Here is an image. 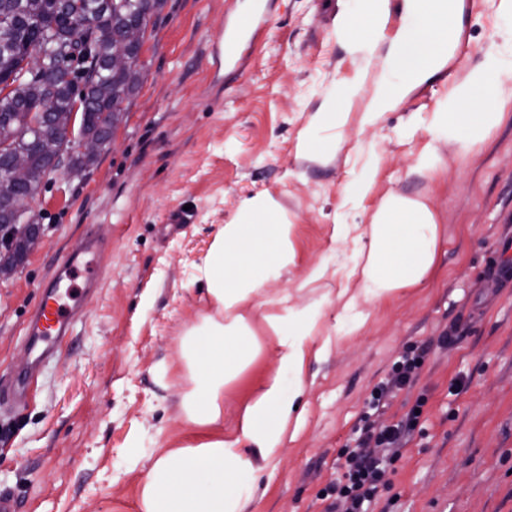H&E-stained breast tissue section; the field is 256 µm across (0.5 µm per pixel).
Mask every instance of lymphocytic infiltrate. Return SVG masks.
<instances>
[{
    "label": "lymphocytic infiltrate",
    "instance_id": "1",
    "mask_svg": "<svg viewBox=\"0 0 512 512\" xmlns=\"http://www.w3.org/2000/svg\"><path fill=\"white\" fill-rule=\"evenodd\" d=\"M429 351L426 344L409 347L393 364L389 376L374 388L368 403L370 412L362 417L359 435L339 452L345 460L344 478L331 483L321 494L326 503L324 512H374V505L392 490L389 465L398 458L405 433L418 425L424 404L416 402L415 412L406 420L385 426L375 425L370 414L380 410L395 391L413 382Z\"/></svg>",
    "mask_w": 512,
    "mask_h": 512
}]
</instances>
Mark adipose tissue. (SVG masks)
I'll use <instances>...</instances> for the list:
<instances>
[{
    "label": "adipose tissue",
    "mask_w": 512,
    "mask_h": 512,
    "mask_svg": "<svg viewBox=\"0 0 512 512\" xmlns=\"http://www.w3.org/2000/svg\"><path fill=\"white\" fill-rule=\"evenodd\" d=\"M395 11L400 26L389 38L385 30ZM493 27L480 60L422 118L429 141L414 158V172L433 175L446 147L460 157L471 155L512 111V0H497ZM460 29V0H340L332 34L355 70L337 79L300 131L301 156L318 160L334 153V133L352 111H359L361 127L378 126L415 88L445 69L458 51ZM291 226L271 194L243 198L196 265L194 281L215 313L187 333L179 350V363L193 384L183 406L195 435L167 449L148 470L139 490L140 512H245L260 473L276 472L287 442L304 425L299 405L308 359L326 357L336 337L359 332L364 305L423 285L440 243L431 206L388 191L365 227L334 226L333 242L349 249L344 262L319 261L301 282L306 288L338 277L344 287L299 304L295 289H271L295 263ZM332 309L337 315L330 325ZM269 343L272 367L244 405L233 435H225L224 390Z\"/></svg>",
    "instance_id": "ef3b65f1"
}]
</instances>
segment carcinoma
Here are the masks:
<instances>
[{
  "label": "carcinoma",
  "mask_w": 512,
  "mask_h": 512,
  "mask_svg": "<svg viewBox=\"0 0 512 512\" xmlns=\"http://www.w3.org/2000/svg\"><path fill=\"white\" fill-rule=\"evenodd\" d=\"M76 11H94L100 21V36L89 57L80 54ZM143 13L144 0H0V86L13 87L0 96V132L12 138L15 148L27 151L33 173L20 188L17 204L34 197L54 157L68 160L75 171L92 161L68 155V146L62 143L49 147L31 125L44 110L68 112L74 107V78L54 67L52 55L63 49L79 54L73 71L91 101L81 111L82 130L104 140L111 113L123 111L124 95L136 83L134 69L114 73L107 67L112 52L109 35Z\"/></svg>",
  "instance_id": "carcinoma-1"
}]
</instances>
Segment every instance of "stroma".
Returning a JSON list of instances; mask_svg holds the SVG:
<instances>
[{"instance_id": "35a3bbf8", "label": "stroma", "mask_w": 512, "mask_h": 512, "mask_svg": "<svg viewBox=\"0 0 512 512\" xmlns=\"http://www.w3.org/2000/svg\"><path fill=\"white\" fill-rule=\"evenodd\" d=\"M163 0L147 19L113 145L78 175L45 177L29 205L38 243L0 280V383L29 357L30 315L66 253L93 232L104 249L95 293L36 374L19 422L0 417V490L17 512H137L139 486L164 449L183 438L189 382L177 364L180 339L213 314L194 266L240 200L268 193L287 210L296 263L288 278L332 258L339 222L365 224L391 189L426 196L441 244L424 287L366 305L357 335L339 337L306 368L305 423L248 512H324L320 494L341 470L373 388L404 350L457 331L432 348L419 376L389 398L379 421L420 424L393 464L399 495L387 512H512V119L472 157L443 149L430 177L411 173L427 142L409 125L433 111L451 81L476 63L492 33L491 0H462L461 47L444 76L415 90L381 127L351 114L338 149L312 162L299 131L352 61L332 36L338 0ZM256 15L260 31L228 67L225 25ZM375 145L382 157L372 193L347 202L343 184ZM186 212L184 224L170 223ZM269 366L260 359L224 391V430Z\"/></svg>"}]
</instances>
